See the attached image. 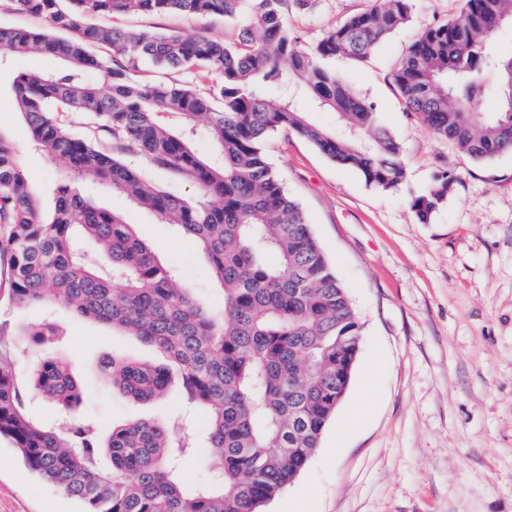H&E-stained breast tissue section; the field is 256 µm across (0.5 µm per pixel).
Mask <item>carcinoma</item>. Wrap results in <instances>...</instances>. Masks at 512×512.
<instances>
[{
    "instance_id": "obj_1",
    "label": "carcinoma",
    "mask_w": 512,
    "mask_h": 512,
    "mask_svg": "<svg viewBox=\"0 0 512 512\" xmlns=\"http://www.w3.org/2000/svg\"><path fill=\"white\" fill-rule=\"evenodd\" d=\"M9 2L44 29L0 27V50L63 63L53 73L17 77L13 93L32 147L62 160L69 173L56 187L53 212L43 215L19 150L0 132V273L10 301L63 306L149 344L164 362L113 356L100 365L112 391L150 402L175 381L182 401L205 408L209 420L194 441L178 409L161 421L135 417L104 432L98 420L77 413L82 387L55 356L56 328L47 322L15 333L14 348L45 349L26 382L0 346V437L10 438L44 480L84 503V512H263L319 447L350 387L362 336L347 289L264 141L293 132L367 185L396 188L404 176L398 143L378 124L374 106L321 60L367 59L407 22L410 0H379L313 50L288 28V0ZM166 14L221 16L238 26V39L100 22ZM503 18L512 20V0H464L455 19L421 31L391 73L407 111L477 163L512 152V53L490 40ZM95 47L111 48L112 57L94 56ZM145 61L214 80L205 89L144 83L135 73ZM88 69L99 71L102 85L82 78ZM297 90L334 112L342 131L312 123L295 103ZM486 96L500 99L498 111L475 110ZM55 106L92 117L110 143L72 133ZM159 112L178 115L182 126L160 124ZM201 116L218 163L195 149L192 130ZM123 151L177 172L197 197L145 180L119 157ZM455 181L439 175L412 200L420 223H429ZM78 183L103 185L195 238L223 308L205 306L134 225ZM34 397L56 408L55 420L30 413ZM202 448L215 480L188 486L181 464Z\"/></svg>"
}]
</instances>
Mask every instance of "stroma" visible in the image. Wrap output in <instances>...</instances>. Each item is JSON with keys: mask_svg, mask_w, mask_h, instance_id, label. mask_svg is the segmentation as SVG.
I'll return each instance as SVG.
<instances>
[{"mask_svg": "<svg viewBox=\"0 0 512 512\" xmlns=\"http://www.w3.org/2000/svg\"><path fill=\"white\" fill-rule=\"evenodd\" d=\"M464 0H412L405 25L370 58L327 59L377 112L400 146L405 176L380 191L351 168L336 165L290 132L270 136L269 160L300 203L363 326L350 388L301 475L268 512H512V152L472 162L451 141L431 134L406 112L391 71L415 36L459 15ZM375 0H314L288 9V25L307 47L331 29L369 11ZM125 30L177 29L229 41L238 29L220 17L182 15L113 18ZM46 54L0 57V131L19 149L44 209L66 167L35 151L12 83L18 75L56 70ZM124 161L148 181L185 197L195 188L136 152ZM455 176L447 201L430 223L411 206L441 173ZM85 194L125 213L139 237L193 283L210 307H223L197 242L136 209L120 196L88 185ZM0 280V329L52 318L61 331L55 352L83 386L82 408L105 427L134 416L164 418L180 402L170 390L155 402L113 393L98 364L118 353L151 360L153 350L119 330L75 320L65 309L16 307ZM382 363L378 393L363 408L362 381ZM81 503L32 473L9 440H0V512H80Z\"/></svg>", "mask_w": 512, "mask_h": 512, "instance_id": "1", "label": "stroma"}]
</instances>
